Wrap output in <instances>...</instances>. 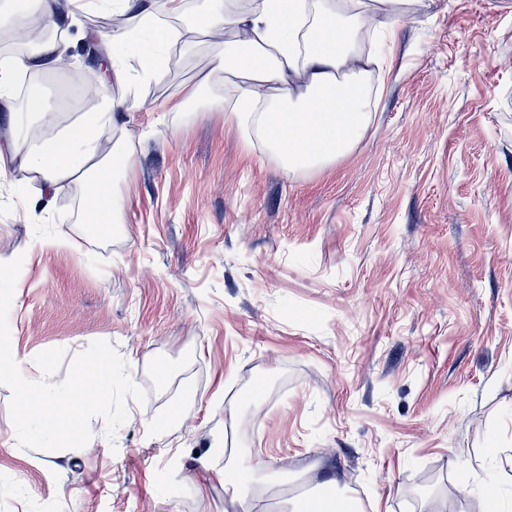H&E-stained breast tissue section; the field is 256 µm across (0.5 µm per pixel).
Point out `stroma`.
Masks as SVG:
<instances>
[{
  "label": "stroma",
  "instance_id": "stroma-1",
  "mask_svg": "<svg viewBox=\"0 0 512 512\" xmlns=\"http://www.w3.org/2000/svg\"><path fill=\"white\" fill-rule=\"evenodd\" d=\"M112 18L86 12L68 68L33 75L50 99L96 106L90 41ZM214 44L193 33L162 80L113 84L140 100L121 223H88L76 186L21 211L30 181L6 163L15 349L30 368L107 341L148 398L114 450L24 449L0 386V512H235L220 448L297 493L298 474L338 479L364 512L512 500V0H414L393 42L377 32L370 124L323 169L288 170L223 109L159 111ZM47 232L68 247L40 253Z\"/></svg>",
  "mask_w": 512,
  "mask_h": 512
}]
</instances>
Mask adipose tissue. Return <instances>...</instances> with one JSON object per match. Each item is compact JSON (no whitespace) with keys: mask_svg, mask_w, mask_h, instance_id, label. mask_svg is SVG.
<instances>
[{"mask_svg":"<svg viewBox=\"0 0 512 512\" xmlns=\"http://www.w3.org/2000/svg\"><path fill=\"white\" fill-rule=\"evenodd\" d=\"M138 17L132 29H116L101 38L100 104L69 123L51 120L52 109L38 94L19 97L15 83L25 75L52 71L66 62L67 32L91 4ZM404 0H262L259 10L228 13L223 0H208L194 19V30L247 31L246 44L227 41L212 51L209 76L186 87L184 103L199 99L212 79L223 78L235 91L233 118L253 122L269 149L288 169H316L349 154L370 120L373 103L368 78L376 59L362 55L359 40L371 19H383L395 31ZM185 0H8L0 6V31L31 24L48 36L0 66V103L12 115L13 133L0 153L21 157L36 185L22 202L30 209L65 189L82 188L85 212L103 223H119L122 200L114 180L123 174L132 148L118 134L130 108L112 99L113 83L162 79L165 51L180 42L182 31L170 24L181 17ZM274 89L262 110L254 105L261 87ZM263 479L240 466L236 455L224 458V490L242 512H260L253 488Z\"/></svg>","mask_w":512,"mask_h":512,"instance_id":"1","label":"adipose tissue"}]
</instances>
